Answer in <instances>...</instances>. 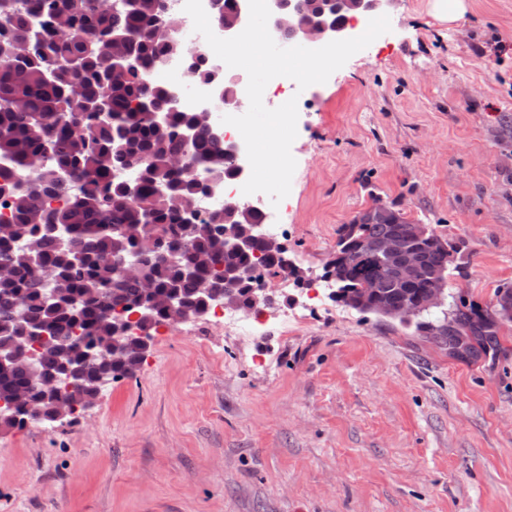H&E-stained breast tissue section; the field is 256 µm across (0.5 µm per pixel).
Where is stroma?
<instances>
[{
  "mask_svg": "<svg viewBox=\"0 0 512 512\" xmlns=\"http://www.w3.org/2000/svg\"><path fill=\"white\" fill-rule=\"evenodd\" d=\"M393 0L391 30L298 98L265 204L303 280L229 337L161 328L136 377L54 425L0 428V512H512V322L472 362L336 302L323 274L373 199L456 251L448 289H512V0ZM467 11L464 0H434L431 12L441 22H452L460 19Z\"/></svg>",
  "mask_w": 512,
  "mask_h": 512,
  "instance_id": "35a3bbf8",
  "label": "stroma"
}]
</instances>
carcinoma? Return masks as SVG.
Returning <instances> with one entry per match:
<instances>
[{
    "mask_svg": "<svg viewBox=\"0 0 512 512\" xmlns=\"http://www.w3.org/2000/svg\"><path fill=\"white\" fill-rule=\"evenodd\" d=\"M236 6L237 0H215V24L234 18ZM159 26L166 32L158 39L150 32ZM180 34L162 0H132L116 10L102 9L100 0H0V210L9 213L0 223V262L11 267L10 276L0 278V351L15 349L10 367H0V400L24 390L50 416L52 403L31 391L32 368L55 371L61 345L77 335L85 348L104 350L95 361L76 362L87 385L134 377L144 352L131 337L113 351L115 332L104 311L137 310L147 282L160 292L172 291L183 313L193 317L204 307L201 281L236 286L251 307L264 277L280 268L273 257L259 267L252 253L228 251L224 240L206 231L209 224H236L245 233L260 223L258 214L240 206L211 212L196 224L184 219V204L209 188L204 178L229 179L234 165L224 155V140L192 110L173 107L171 88L148 77ZM114 35L139 60L119 81L105 64ZM76 70L82 79L78 92L71 89ZM187 128L193 130L189 139L183 136ZM46 142L53 145L52 155L30 167ZM133 155L141 161L136 180L115 177ZM175 157L186 158L196 174L172 168ZM60 197L64 203L53 205ZM414 225L378 199L360 222L343 225L341 256L334 271H325L334 274L336 299L363 312L362 289L388 307L421 297L426 280L404 293L377 252L358 248L361 240H412ZM144 230L157 232L163 248H179L180 259L144 258L141 276H123L112 256L134 258L135 235ZM416 246L424 270L448 271V253L426 240ZM33 259L45 276L33 274ZM507 297L512 290L484 311L455 299L443 318L419 327L458 359L494 354L501 349L494 314ZM46 330L54 342L41 352L14 348L15 337Z\"/></svg>",
    "mask_w": 512,
    "mask_h": 512,
    "instance_id": "1",
    "label": "carcinoma"
}]
</instances>
